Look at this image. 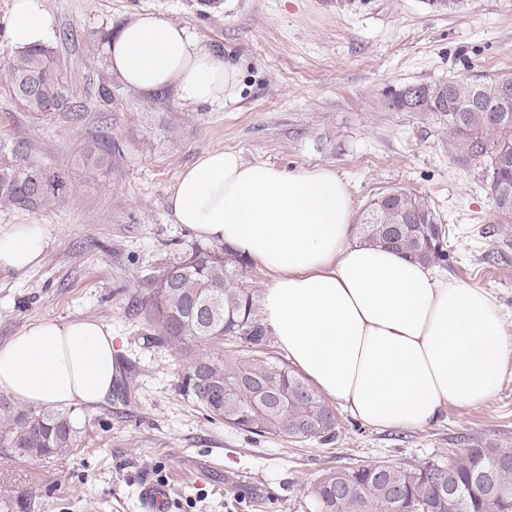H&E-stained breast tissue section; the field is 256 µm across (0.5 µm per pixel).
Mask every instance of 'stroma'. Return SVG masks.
Segmentation results:
<instances>
[{"label":"stroma","mask_w":512,"mask_h":512,"mask_svg":"<svg viewBox=\"0 0 512 512\" xmlns=\"http://www.w3.org/2000/svg\"><path fill=\"white\" fill-rule=\"evenodd\" d=\"M44 6L69 98L86 110L37 116L0 87V138L30 140L68 178L48 210L0 207V227L49 230L38 266L0 271V345L43 320H96L112 329L118 373L104 402L71 407L80 437L70 453L20 459L0 448V496L23 512H143L151 480L169 486V512H314L312 485L337 468L445 463L476 440L512 448V360L492 400L449 406L428 428H376L340 408L332 442L299 443L208 420L177 388L180 355L155 343L137 309L150 276L197 241L169 219L170 185L204 151L224 148L286 169L332 167L359 210L395 188L429 196L449 230L439 274L493 292L512 331V218L495 208L483 162L437 121L384 105L411 83L512 75V0H469L457 13L425 0ZM141 11L189 27L239 64L237 99L197 109L169 90L125 86L102 46ZM102 134L120 152L91 172L83 155Z\"/></svg>","instance_id":"35a3bbf8"}]
</instances>
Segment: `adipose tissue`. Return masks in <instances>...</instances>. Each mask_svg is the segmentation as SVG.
Segmentation results:
<instances>
[{"label":"adipose tissue","mask_w":512,"mask_h":512,"mask_svg":"<svg viewBox=\"0 0 512 512\" xmlns=\"http://www.w3.org/2000/svg\"><path fill=\"white\" fill-rule=\"evenodd\" d=\"M53 23L43 0H13L7 37L18 47L43 44ZM103 53L112 74L140 93L169 89L198 108L237 97V64L158 14L132 16ZM167 204L174 223L272 272L262 307L279 347L360 421L423 429L448 406L499 391L512 335L495 295L354 241V202L335 170L208 150L179 172ZM47 244L45 225H9L0 231V270L38 265ZM116 373L112 330L98 321L46 320L0 347V392L26 404L97 405Z\"/></svg>","instance_id":"adipose-tissue-1"}]
</instances>
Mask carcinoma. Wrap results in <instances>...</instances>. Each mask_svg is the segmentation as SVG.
Instances as JSON below:
<instances>
[{
    "label": "carcinoma",
    "mask_w": 512,
    "mask_h": 512,
    "mask_svg": "<svg viewBox=\"0 0 512 512\" xmlns=\"http://www.w3.org/2000/svg\"><path fill=\"white\" fill-rule=\"evenodd\" d=\"M4 85L27 112L50 114L69 106L63 70L52 48L19 47L5 69ZM426 104L425 116L446 125L459 149L488 162L485 179L497 210L512 215V101L502 108L512 77L488 82L465 79L413 84L392 92L388 106L408 112L409 89ZM118 144L109 136L95 140L85 154L87 167H103ZM42 180L53 189L29 200ZM65 188L33 145L24 139L0 140V206L47 210ZM419 218L400 223L401 215ZM360 242L400 252L428 266L448 261V233L433 205L422 195L395 188L371 202L355 225ZM249 260L228 246L194 245L148 282L145 310L154 340L180 350L185 363L179 390L207 417L260 437L295 442L331 441L338 417L324 399L284 363L262 355L267 330L254 294L239 285ZM251 345L248 355L224 354V338ZM79 430L71 413L60 409L21 410L0 399V447L20 458H51L77 446ZM316 512H503L512 501V448L475 441L446 464L404 469L386 461L336 469L311 487Z\"/></svg>",
    "instance_id": "cac0c4a2"
}]
</instances>
